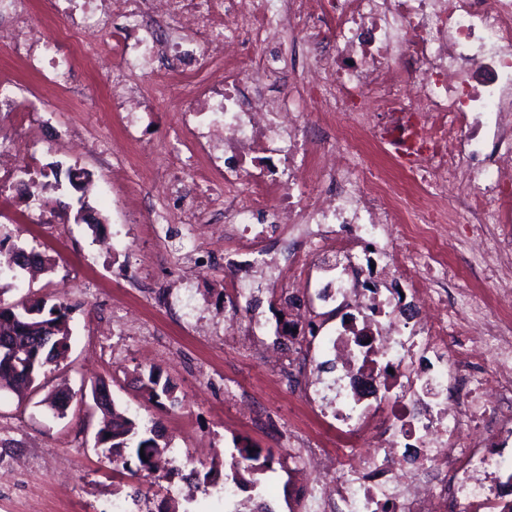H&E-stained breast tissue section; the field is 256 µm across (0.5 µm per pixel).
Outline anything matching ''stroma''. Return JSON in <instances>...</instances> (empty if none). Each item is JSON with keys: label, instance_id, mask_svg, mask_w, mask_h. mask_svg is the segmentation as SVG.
I'll use <instances>...</instances> for the list:
<instances>
[{"label": "stroma", "instance_id": "1", "mask_svg": "<svg viewBox=\"0 0 512 512\" xmlns=\"http://www.w3.org/2000/svg\"><path fill=\"white\" fill-rule=\"evenodd\" d=\"M67 70L75 106L55 113L51 125L23 134L13 113L0 112V138L22 137L32 175H58L40 204H29L19 184L0 199V240L54 262L51 271L0 280V303L68 306L71 348L42 375L43 393L77 398L106 384L122 413L158 426L177 472L163 479L130 474L96 447L98 413L73 405L60 418L42 404L43 393L2 389L0 512H225L224 463L244 446L272 450L276 461L255 486L238 490L237 501L296 512L289 435L318 424L288 370L287 292L272 293L255 268L225 266L223 207H212L202 225L158 222L159 211L178 207L152 174L181 122L178 92L143 114L141 156L117 168L98 147L122 134L120 114L97 105L108 65L91 67L78 56ZM126 207L136 210L137 223H122ZM82 212L100 226L79 220ZM240 279L256 289L238 331L259 323L261 343L281 356L278 366L224 334L234 310L224 285ZM153 369L173 384L175 407L141 394L139 381ZM136 487L143 491L137 498Z\"/></svg>", "mask_w": 512, "mask_h": 512}]
</instances>
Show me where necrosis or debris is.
Here are the masks:
<instances>
[{
  "instance_id": "obj_1",
  "label": "necrosis or debris",
  "mask_w": 512,
  "mask_h": 512,
  "mask_svg": "<svg viewBox=\"0 0 512 512\" xmlns=\"http://www.w3.org/2000/svg\"><path fill=\"white\" fill-rule=\"evenodd\" d=\"M70 35L34 21L35 0H0V42L55 87L69 111L73 52L111 56L105 108L124 115L113 154L131 155L139 112L178 88L176 149L162 180L178 221L184 148L224 202L226 263L261 258L289 293L288 320L321 426L302 458L331 464L306 484L300 512H512V0H50ZM290 32L314 46L289 75L271 51ZM167 58L169 67L155 63ZM301 89L326 149L273 90ZM417 134L391 161L413 186L395 193L367 162L391 136ZM452 224L472 227L490 298L449 303ZM317 247L310 263L263 256L270 235ZM336 376L323 384L320 373ZM459 396L449 400V389Z\"/></svg>"
}]
</instances>
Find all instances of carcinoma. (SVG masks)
Masks as SVG:
<instances>
[{"instance_id":"obj_1","label":"carcinoma","mask_w":512,"mask_h":512,"mask_svg":"<svg viewBox=\"0 0 512 512\" xmlns=\"http://www.w3.org/2000/svg\"><path fill=\"white\" fill-rule=\"evenodd\" d=\"M22 250L0 248V276L17 277V270L24 268L20 260ZM69 308L61 304H34L19 301L9 306L0 305V341L5 340L23 350L17 358L0 357V389H26L32 386L44 373V367L64 357L70 349ZM142 389L148 399L160 401L165 398L175 405L173 386L170 381H161L158 371H151L142 382ZM100 394L97 408L103 416V425L97 436L101 448L112 457V462L125 469L136 462L139 471L153 472L157 463L168 450V444H160V435L155 427L141 428L136 420L116 410L105 385L92 388ZM272 451L262 452L243 447L238 449V459L231 463L232 479L244 488L256 483L253 475L269 467Z\"/></svg>"}]
</instances>
